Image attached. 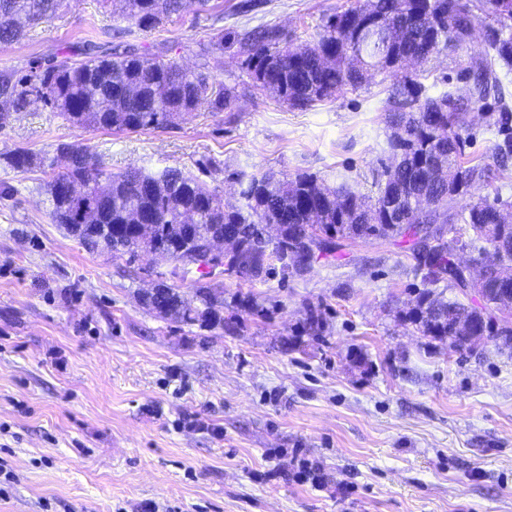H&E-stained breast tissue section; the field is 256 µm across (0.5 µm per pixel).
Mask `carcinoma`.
<instances>
[{"label":"carcinoma","instance_id":"carcinoma-1","mask_svg":"<svg viewBox=\"0 0 512 512\" xmlns=\"http://www.w3.org/2000/svg\"><path fill=\"white\" fill-rule=\"evenodd\" d=\"M183 3L112 0V13L154 29L179 13ZM65 5L66 0H0V48L20 42L26 28L60 18ZM388 22L406 26L409 38L382 46L376 28ZM476 28L485 30L487 50L474 66V91L423 99L414 79L404 75L393 84L392 159L375 182L374 196L346 182L326 187L310 174L282 181L261 173L247 179L240 200L231 201L177 168L108 172L101 156L82 143L61 144L53 156L17 149L4 160L12 169L36 168L48 177L53 223L86 248L131 259L146 250L173 264L176 282L142 296L162 319L224 325L218 296L209 285L196 286L197 306L184 301L178 285L187 274L185 260L212 237L236 238L229 271L252 282L276 268L288 276L302 234L317 239L320 253L338 237L403 235L412 242L415 258L428 266L429 281L446 279L462 291L464 276L452 261L453 251L471 247L487 259L480 291L483 307L448 301L426 290L412 300L413 323L425 335L463 349L468 332L460 325L480 322L488 339L512 348V329L494 328L490 316L512 314V295L500 296L495 289L497 270L512 262V223H498V202L473 197L490 175L485 165L462 161L461 139L476 104L492 97L499 110L480 116L498 135L496 157L503 163L512 158V108L503 82L512 72V0H359L329 17L306 43L283 42L277 33L266 31L245 43L244 52L255 89L292 108H304L361 88L375 71L398 74L396 62L403 54L459 46ZM32 95L73 127L136 132L166 127L180 114L202 107L228 110L237 92L204 71H187L171 59L125 48L82 60L57 57L45 66L38 62L21 77L1 71L0 126L8 113L23 111ZM450 99L455 105L448 111L444 106ZM141 223L152 224V232L142 235ZM450 224L464 225L468 239L461 234L448 238ZM496 240L500 247L492 253L487 245Z\"/></svg>","mask_w":512,"mask_h":512}]
</instances>
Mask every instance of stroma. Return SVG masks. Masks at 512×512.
Here are the masks:
<instances>
[{
    "label": "stroma",
    "mask_w": 512,
    "mask_h": 512,
    "mask_svg": "<svg viewBox=\"0 0 512 512\" xmlns=\"http://www.w3.org/2000/svg\"><path fill=\"white\" fill-rule=\"evenodd\" d=\"M353 2L186 0L143 30L103 0H67L52 25L0 48V70L27 72L109 29L235 87L237 101L113 132L71 127L35 100L0 128V157L79 141L109 171L176 167L227 197L268 171L373 194L395 76L291 108L253 88L240 46L261 29L311 39ZM485 50L478 32L408 74L423 95L461 93ZM462 137L512 204L494 133L476 119ZM43 180L0 160V464L13 475L0 512H512V348L455 349L409 320L426 288L483 301L427 284L407 239H341L302 273L211 279L224 324L203 328L142 303L169 265L90 251L54 224Z\"/></svg>",
    "instance_id": "stroma-1"
}]
</instances>
